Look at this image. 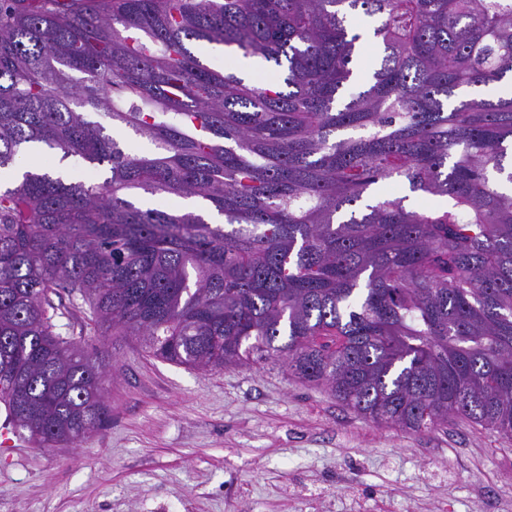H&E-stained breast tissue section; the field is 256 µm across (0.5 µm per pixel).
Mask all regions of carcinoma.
Listing matches in <instances>:
<instances>
[{
	"mask_svg": "<svg viewBox=\"0 0 512 512\" xmlns=\"http://www.w3.org/2000/svg\"><path fill=\"white\" fill-rule=\"evenodd\" d=\"M348 6L380 25L367 86ZM194 41L282 68L211 69ZM512 0H0V170L28 144L109 166L0 189V403L41 448L102 427L111 364L51 295L187 368L282 362L408 433L512 437ZM95 114L98 119L91 120ZM131 130L155 146L130 152ZM448 198L414 210L378 183ZM132 190L224 216L142 209Z\"/></svg>",
	"mask_w": 512,
	"mask_h": 512,
	"instance_id": "cac0c4a2",
	"label": "carcinoma"
}]
</instances>
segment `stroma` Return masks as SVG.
<instances>
[{
  "label": "stroma",
  "instance_id": "stroma-1",
  "mask_svg": "<svg viewBox=\"0 0 512 512\" xmlns=\"http://www.w3.org/2000/svg\"><path fill=\"white\" fill-rule=\"evenodd\" d=\"M88 316L56 330L109 356V419L60 449L0 446V512H512V437L377 426L279 363L189 369Z\"/></svg>",
  "mask_w": 512,
  "mask_h": 512
}]
</instances>
